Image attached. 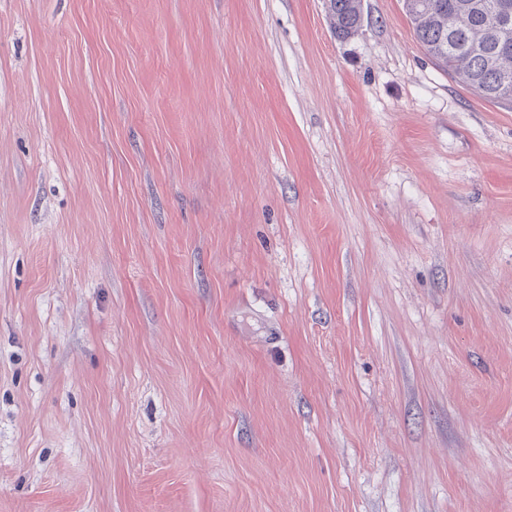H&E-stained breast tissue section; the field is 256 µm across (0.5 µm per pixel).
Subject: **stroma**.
Segmentation results:
<instances>
[{
    "mask_svg": "<svg viewBox=\"0 0 512 512\" xmlns=\"http://www.w3.org/2000/svg\"><path fill=\"white\" fill-rule=\"evenodd\" d=\"M327 5L0 0V512H512V104ZM362 0H329L331 27L338 38L355 34L363 23Z\"/></svg>",
    "mask_w": 512,
    "mask_h": 512,
    "instance_id": "obj_1",
    "label": "stroma"
}]
</instances>
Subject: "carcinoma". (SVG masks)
<instances>
[{"mask_svg": "<svg viewBox=\"0 0 512 512\" xmlns=\"http://www.w3.org/2000/svg\"><path fill=\"white\" fill-rule=\"evenodd\" d=\"M424 50L483 99L512 103V0H404ZM339 38L363 23L362 0H329Z\"/></svg>", "mask_w": 512, "mask_h": 512, "instance_id": "obj_1", "label": "carcinoma"}]
</instances>
